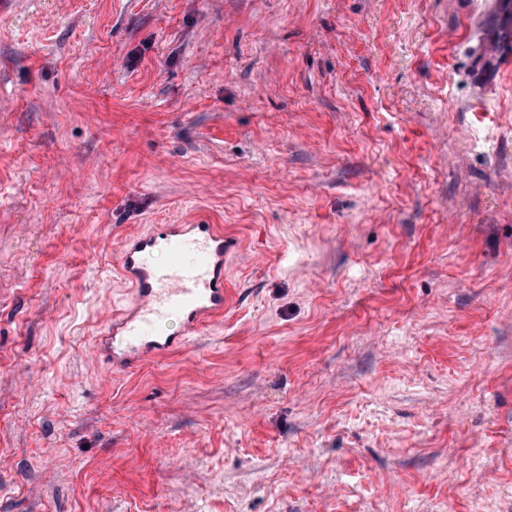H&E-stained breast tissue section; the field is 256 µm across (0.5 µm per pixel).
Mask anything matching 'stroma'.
<instances>
[{"instance_id": "35a3bbf8", "label": "stroma", "mask_w": 512, "mask_h": 512, "mask_svg": "<svg viewBox=\"0 0 512 512\" xmlns=\"http://www.w3.org/2000/svg\"><path fill=\"white\" fill-rule=\"evenodd\" d=\"M159 224L224 312L111 373ZM0 512H512L501 0H0Z\"/></svg>"}]
</instances>
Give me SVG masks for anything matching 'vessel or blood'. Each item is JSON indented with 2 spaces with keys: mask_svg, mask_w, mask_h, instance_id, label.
<instances>
[{
  "mask_svg": "<svg viewBox=\"0 0 512 512\" xmlns=\"http://www.w3.org/2000/svg\"><path fill=\"white\" fill-rule=\"evenodd\" d=\"M237 249V242L214 224H160L152 232L125 239L121 275L134 300L98 338V357L106 368L125 370L181 346L183 336L159 332L170 317H178L190 334L223 313L224 268ZM154 250L167 255L164 265L143 263V254Z\"/></svg>",
  "mask_w": 512,
  "mask_h": 512,
  "instance_id": "obj_1",
  "label": "vessel or blood"
}]
</instances>
